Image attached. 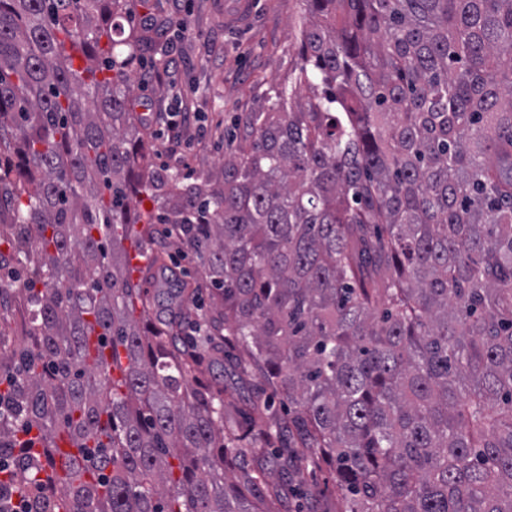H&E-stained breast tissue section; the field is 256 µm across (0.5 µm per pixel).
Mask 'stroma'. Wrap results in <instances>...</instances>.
I'll use <instances>...</instances> for the list:
<instances>
[{"instance_id":"35a3bbf8","label":"stroma","mask_w":512,"mask_h":512,"mask_svg":"<svg viewBox=\"0 0 512 512\" xmlns=\"http://www.w3.org/2000/svg\"><path fill=\"white\" fill-rule=\"evenodd\" d=\"M302 12L301 0H126L124 34L154 41L152 50L131 57L128 110L155 170L180 171L189 184L223 181L224 157L243 144L250 114L267 109L273 85L286 83L296 65ZM184 111L195 114L202 131L189 142L176 141L163 121L164 113ZM157 217V208L142 207L136 222L151 224L165 264L184 283V313L192 321L216 317L219 302L201 286L197 257ZM200 370L235 397L224 410L225 428L240 410L272 396L259 371L242 372L223 353L205 354ZM247 460L270 475L280 512H336L342 490L328 470L297 463L285 469L259 454Z\"/></svg>"}]
</instances>
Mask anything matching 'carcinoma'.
<instances>
[{"label":"carcinoma","instance_id":"cac0c4a2","mask_svg":"<svg viewBox=\"0 0 512 512\" xmlns=\"http://www.w3.org/2000/svg\"><path fill=\"white\" fill-rule=\"evenodd\" d=\"M301 2L288 87L223 183L185 185L128 119L124 0H0V197L27 269L0 296L31 316L0 454L38 434L14 475L32 512H279L247 446L327 463L337 512H512V0ZM136 171L224 305L203 329L139 325ZM221 342L288 399L291 442L258 404L224 434L198 376Z\"/></svg>","mask_w":512,"mask_h":512}]
</instances>
